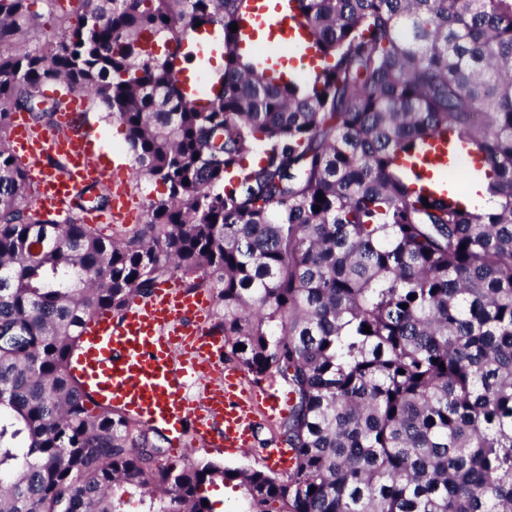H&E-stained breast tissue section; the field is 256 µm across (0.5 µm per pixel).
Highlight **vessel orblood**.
<instances>
[{
	"instance_id": "1",
	"label": "vessel or blood",
	"mask_w": 512,
	"mask_h": 512,
	"mask_svg": "<svg viewBox=\"0 0 512 512\" xmlns=\"http://www.w3.org/2000/svg\"><path fill=\"white\" fill-rule=\"evenodd\" d=\"M276 16L260 8L241 26L246 40L260 46L258 59L280 58L282 49L314 55L313 38L297 17L291 0H278ZM223 44L212 31L185 41L197 58L212 57ZM84 109L79 93L52 130L34 129L28 118L13 128L9 149L30 172L35 203L63 208L87 196L107 170L94 158L88 134L75 126ZM428 184L431 192H447L449 175L471 166L464 149L439 157ZM208 299L203 291L186 292L157 283L151 295L134 298L122 316L99 311L87 323L74 370L86 391L150 427H162L172 454L186 450L185 436L199 447L227 451L249 449L257 417L274 420L288 395L273 383L249 382L245 372L223 363L224 338L206 325Z\"/></svg>"
}]
</instances>
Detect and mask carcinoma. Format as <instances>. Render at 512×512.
Listing matches in <instances>:
<instances>
[{"instance_id":"1","label":"carcinoma","mask_w":512,"mask_h":512,"mask_svg":"<svg viewBox=\"0 0 512 512\" xmlns=\"http://www.w3.org/2000/svg\"><path fill=\"white\" fill-rule=\"evenodd\" d=\"M295 3L321 61L305 80L241 54L250 0H82L33 49L29 0H0V130L50 124L47 84L89 93L167 189L131 232L59 224L0 139V512H211L219 482L252 512H512V0ZM198 22L224 33L201 108L177 79ZM448 137L496 211L407 167ZM174 275L220 294L224 357L288 387L286 477L162 466L166 435L71 372L97 312Z\"/></svg>"}]
</instances>
